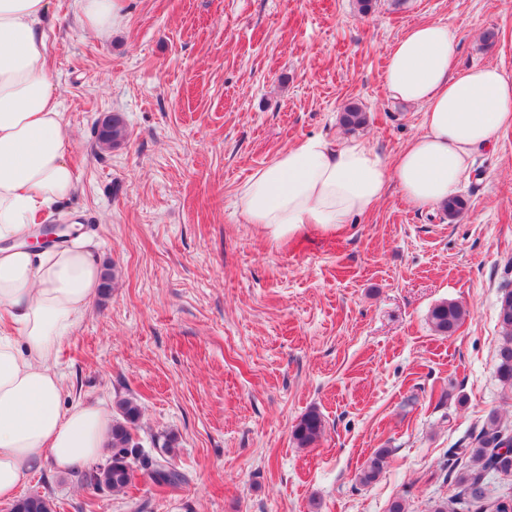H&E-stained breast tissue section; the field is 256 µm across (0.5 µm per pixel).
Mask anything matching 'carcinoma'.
I'll use <instances>...</instances> for the list:
<instances>
[{
    "label": "carcinoma",
    "instance_id": "1",
    "mask_svg": "<svg viewBox=\"0 0 512 512\" xmlns=\"http://www.w3.org/2000/svg\"><path fill=\"white\" fill-rule=\"evenodd\" d=\"M367 117L360 107L351 104L344 108L340 122L350 130L365 125ZM127 137L123 118L114 114L99 122L97 143L102 148L121 145ZM467 316V310L456 301H444L429 312V321L436 333L450 336L457 331ZM501 340L497 350L499 380L512 388V290L502 293L498 311ZM118 417L112 424L111 453L105 461L92 466L83 475L84 483L94 490L122 491L135 482L138 470L148 472L151 480L160 487L176 488L186 481L168 458L172 440L155 442L158 454L145 458L141 445L135 438V430L141 417V407L134 398L116 401ZM323 431L320 414L311 410L304 414L293 429V439L299 447L306 448L315 443ZM512 438V428L492 414L475 439V445L462 452L463 471L458 476V492L437 504L433 512H512V492L496 497L488 495L486 475L496 472L512 476V453L499 454L496 448L503 440ZM386 452L379 450L358 474L363 484L376 480L384 468ZM53 501L41 494H29L15 501L10 512H54Z\"/></svg>",
    "mask_w": 512,
    "mask_h": 512
}]
</instances>
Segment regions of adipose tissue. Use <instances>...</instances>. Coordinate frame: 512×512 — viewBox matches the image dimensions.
<instances>
[{
  "mask_svg": "<svg viewBox=\"0 0 512 512\" xmlns=\"http://www.w3.org/2000/svg\"><path fill=\"white\" fill-rule=\"evenodd\" d=\"M97 36L124 19L123 0H74ZM50 0H0V500L14 499L52 460L67 470L93 462L112 436L104 403H63L61 345L102 283L94 243L74 233L62 247L33 249V224H66L78 185L45 26ZM390 99L419 106L422 130L387 168L363 141L310 136L283 150L241 186L248 223L271 241L307 228L333 232L371 210L397 183L411 206L453 196L478 150L512 128V75L458 68L447 26L418 24L389 49Z\"/></svg>",
  "mask_w": 512,
  "mask_h": 512,
  "instance_id": "adipose-tissue-1",
  "label": "adipose tissue"
}]
</instances>
